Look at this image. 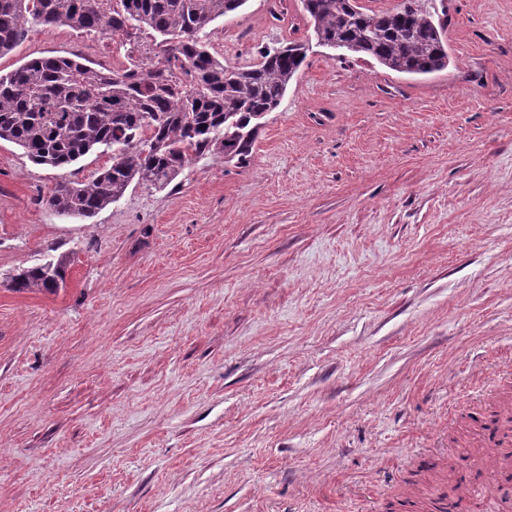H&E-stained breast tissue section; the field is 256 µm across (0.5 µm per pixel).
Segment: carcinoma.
Segmentation results:
<instances>
[{"label": "carcinoma", "instance_id": "carcinoma-1", "mask_svg": "<svg viewBox=\"0 0 512 512\" xmlns=\"http://www.w3.org/2000/svg\"><path fill=\"white\" fill-rule=\"evenodd\" d=\"M246 0H0V56L28 25L68 26L110 36L125 65L95 67L68 57H41L0 72V141L37 165L64 169L104 146L111 164L87 181L63 180L48 205L89 219L130 186L167 188L207 155L246 166L265 120L306 59L305 44L269 46L260 61L229 68L210 53V24ZM318 45L368 56L406 75L448 68L444 26L419 5L367 11L358 0H302ZM67 259L20 270L16 291L55 292Z\"/></svg>", "mask_w": 512, "mask_h": 512}]
</instances>
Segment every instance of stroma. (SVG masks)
<instances>
[{
    "label": "stroma",
    "instance_id": "1",
    "mask_svg": "<svg viewBox=\"0 0 512 512\" xmlns=\"http://www.w3.org/2000/svg\"><path fill=\"white\" fill-rule=\"evenodd\" d=\"M430 76L319 46L301 0L209 27L229 67L308 44L249 164L202 158L81 220L0 143V512H486L463 462L512 398V0H422ZM123 61L30 29L0 70ZM65 255L56 292L9 278Z\"/></svg>",
    "mask_w": 512,
    "mask_h": 512
}]
</instances>
